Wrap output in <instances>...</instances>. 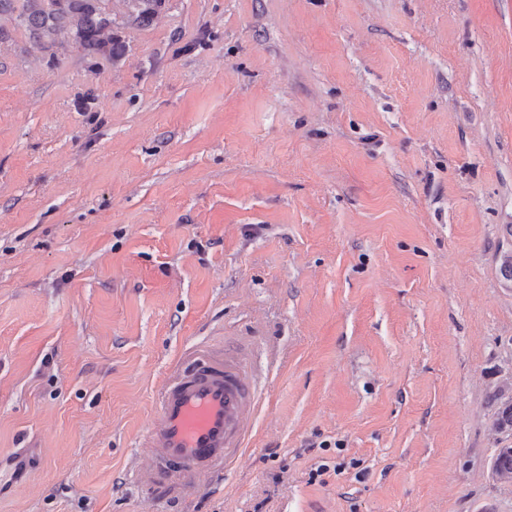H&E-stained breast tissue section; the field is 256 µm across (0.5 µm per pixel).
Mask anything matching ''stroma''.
Returning <instances> with one entry per match:
<instances>
[{
    "mask_svg": "<svg viewBox=\"0 0 512 512\" xmlns=\"http://www.w3.org/2000/svg\"><path fill=\"white\" fill-rule=\"evenodd\" d=\"M119 61L0 14V512H512V0H107ZM198 347L227 469L137 480ZM134 21L140 25L149 24L162 8V0H128ZM510 392V395H509ZM512 383L502 385L497 392L498 407L495 412L492 428L499 434L512 435Z\"/></svg>",
    "mask_w": 512,
    "mask_h": 512,
    "instance_id": "1",
    "label": "stroma"
}]
</instances>
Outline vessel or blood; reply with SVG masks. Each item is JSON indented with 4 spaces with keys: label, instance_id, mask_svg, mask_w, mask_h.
<instances>
[{
    "label": "vessel or blood",
    "instance_id": "vessel-or-blood-1",
    "mask_svg": "<svg viewBox=\"0 0 512 512\" xmlns=\"http://www.w3.org/2000/svg\"><path fill=\"white\" fill-rule=\"evenodd\" d=\"M257 408V387L237 351L194 360L161 391L144 480L181 489L186 473L226 467L244 448Z\"/></svg>",
    "mask_w": 512,
    "mask_h": 512
}]
</instances>
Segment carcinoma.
<instances>
[{
    "instance_id": "cac0c4a2",
    "label": "carcinoma",
    "mask_w": 512,
    "mask_h": 512,
    "mask_svg": "<svg viewBox=\"0 0 512 512\" xmlns=\"http://www.w3.org/2000/svg\"><path fill=\"white\" fill-rule=\"evenodd\" d=\"M105 0H26L20 13L32 44L51 45L55 37L68 31L85 55L103 54L120 58L125 45L117 37L106 40L103 31L112 24L104 7ZM134 21L149 24L160 12L163 0H128ZM498 407L492 428L499 434L512 435V383L499 387ZM492 472L503 483H512V447L500 448L492 461Z\"/></svg>"
}]
</instances>
